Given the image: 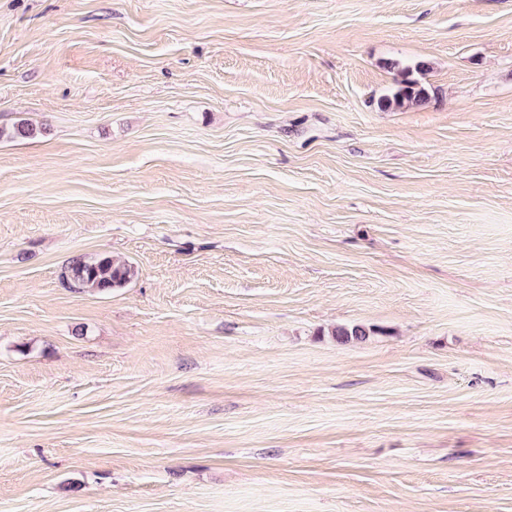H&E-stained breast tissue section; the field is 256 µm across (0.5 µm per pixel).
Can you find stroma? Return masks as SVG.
<instances>
[{
	"instance_id": "1",
	"label": "stroma",
	"mask_w": 512,
	"mask_h": 512,
	"mask_svg": "<svg viewBox=\"0 0 512 512\" xmlns=\"http://www.w3.org/2000/svg\"><path fill=\"white\" fill-rule=\"evenodd\" d=\"M22 120L0 512H512V0H0ZM426 100L425 90L418 82L403 78L391 97L384 100L385 107L418 106ZM136 269L129 263L108 256L77 257L67 269V280L73 287L106 293L131 281ZM374 328H366L361 325L353 326H337L331 331V335L334 336L337 342L342 344L352 342H362L367 340L370 336L375 334Z\"/></svg>"
}]
</instances>
